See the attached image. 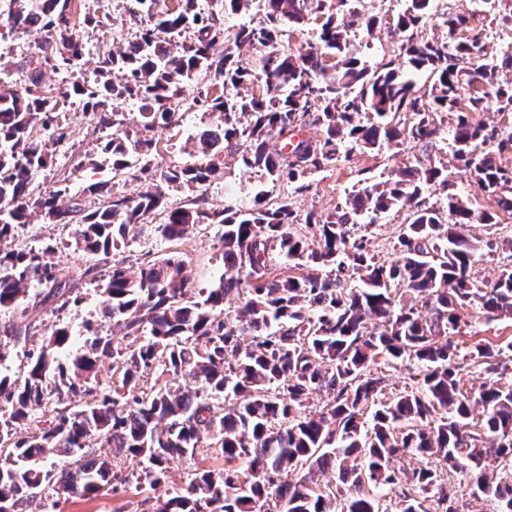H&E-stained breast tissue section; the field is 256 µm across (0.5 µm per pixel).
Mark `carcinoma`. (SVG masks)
<instances>
[{"label": "carcinoma", "mask_w": 512, "mask_h": 512, "mask_svg": "<svg viewBox=\"0 0 512 512\" xmlns=\"http://www.w3.org/2000/svg\"><path fill=\"white\" fill-rule=\"evenodd\" d=\"M75 2L9 0V31L40 36L41 55L27 63V86L0 90V241L35 214L78 225L81 250L107 258L134 224H152L171 242L204 224L215 230L224 272L215 287L198 291L177 255L157 256L133 273L114 262L97 289L99 320L85 326L82 348L72 350L69 329L59 327L38 352H26L23 378L0 373V512H27L36 499L49 509L63 498L91 500L105 485L114 493L134 482L153 488L168 482L172 461L202 448L224 464L196 468L151 512H461L447 472L467 479L471 496L494 512H512V480L488 472L496 462L512 465V378L499 372L512 339L465 353L452 339L475 304L490 318L512 319V269L477 285L479 246L465 235L476 219L500 223L498 212L475 214L448 192L447 167L419 159L363 185L334 212L308 213L302 224L286 196L270 202L260 193L252 208L234 211L210 206L203 195L179 205L168 195L222 179L227 150L270 183L286 181L302 193L308 176L344 148L428 144L450 114L453 158L512 212V131L472 120L491 104L512 116V80L500 78L512 73V54L471 66L487 56L478 37L456 39L471 30L472 13L446 15V41L416 38L431 0H406L393 23L406 68L373 72L349 52L358 0H224L232 13L257 2L263 16L231 38L218 13L202 14L198 0H172L136 40L99 59L93 82L43 92V68L73 73L83 65ZM485 4L495 18L512 17V0ZM313 13L323 18V51L282 50L287 30ZM181 29L193 37L175 48L167 35ZM219 42L224 53L217 55ZM245 45L261 48L252 68L237 54ZM115 70L123 81L111 80ZM423 71L434 77L429 93L412 79ZM203 72L221 81L190 102L218 119L196 135V153L208 161L159 170L154 132L179 123L175 103ZM72 96L97 115L98 128L113 129L74 169L96 171L107 159L116 174L134 167L142 181L136 197L114 192L88 207L79 199L60 204L65 186L32 195V175L67 137L61 126L44 130ZM128 99L141 102L143 134L135 139L117 129ZM401 112L409 123L396 120ZM308 123L322 137L286 152ZM428 185L447 191L437 206L420 201ZM393 208L409 210V220L397 259L386 264L348 225ZM52 250H0L1 310L84 301L50 261ZM231 297L240 303L232 316L224 308ZM110 324L119 339L105 330ZM380 357L422 365L420 386L388 387ZM472 367L489 375L476 391L463 382ZM151 372L158 373L154 385L141 387ZM23 426L34 431L20 437ZM94 436L137 460L138 475L123 474L89 447ZM47 453L69 463L46 467ZM402 456L421 465L394 468ZM300 470L299 479H288Z\"/></svg>", "instance_id": "1"}]
</instances>
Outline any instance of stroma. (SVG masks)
<instances>
[{"mask_svg":"<svg viewBox=\"0 0 512 512\" xmlns=\"http://www.w3.org/2000/svg\"><path fill=\"white\" fill-rule=\"evenodd\" d=\"M134 5V0H80L78 13L82 20L78 22L77 28L86 46V63L83 67L86 78H93L99 56L124 45L137 34L141 19L132 13ZM404 7L405 0H360V16L353 25L349 48L369 69L375 70L390 62H400L402 36L395 31L393 21ZM481 8V0H435L418 29V35L430 40L447 39L448 31L443 24L446 13H468ZM105 13L111 16L107 26L97 27L84 21L85 16ZM38 52L39 40L36 37L10 33L0 39V85L24 88L27 82L24 64ZM55 118L68 128L70 135L65 142L56 146L53 161L48 168L33 177L30 185L33 194L48 193L65 183L69 186L70 194L74 195L97 181L107 183L110 189L130 197L138 194L142 184L135 170H128L117 178L113 177L112 168L108 165L94 173L74 172L77 158L96 152L99 145L98 138L92 134L94 115L84 108L82 102L75 98L69 99L65 109L56 113ZM202 126L201 112L191 109L184 112L179 126L158 130L156 136L162 150L155 157V164L166 167L194 162V137ZM424 153L428 154L432 163L441 162L448 167L447 186H429L424 194L426 201L435 202L442 198L444 192L449 191L468 199L475 212L494 209V201L479 188L473 175L453 160L452 144L444 134L426 152L418 147L399 153L387 148L367 153L351 151L325 171L312 175L310 189L296 195L292 194L288 184H271L260 173L241 166L233 155L228 154L224 157L223 179L210 184L206 196L214 205L246 210L252 206L257 193H264L273 201L287 195L299 214L310 211L330 213L343 207L347 196L363 183L384 180L389 170L413 162L415 157ZM406 218V211L394 209L378 214L373 225L355 226L354 234L365 238L367 250L377 260L391 262L397 257L394 243ZM500 219L498 225L489 226L477 222L470 229L471 234L482 241L481 260L474 270L481 282L498 278L507 265V252L502 249L500 242L506 234L507 226H512V215L504 212ZM77 236V225L45 224L37 220L19 230L16 238L0 242V248L5 250L21 244L30 246L45 242L54 245L52 261L85 297L83 304L60 310L48 305L25 315L17 311H0V325L11 324L30 330L26 346L9 344L5 347L7 356L0 365L12 377H20L25 372V349L40 348L43 339L61 326L69 327L73 334H81L84 323L96 317L98 297L95 288L98 280L106 278L107 268L96 256L77 250ZM215 245L214 230L205 225L194 227L175 244L134 226L129 229L124 245L113 253L112 258L135 271L146 255L159 256L176 251L190 263L195 286L209 288L218 275L214 260ZM464 319V325L455 336L456 341L464 347L469 348L478 342L492 341L498 337H512V320L488 319L479 307L469 308ZM167 492V487L162 485L144 489L139 497L130 493L116 495L107 486L92 500L73 498L61 502L56 512H142L143 497H163Z\"/></svg>","mask_w":512,"mask_h":512,"instance_id":"obj_1","label":"stroma"}]
</instances>
